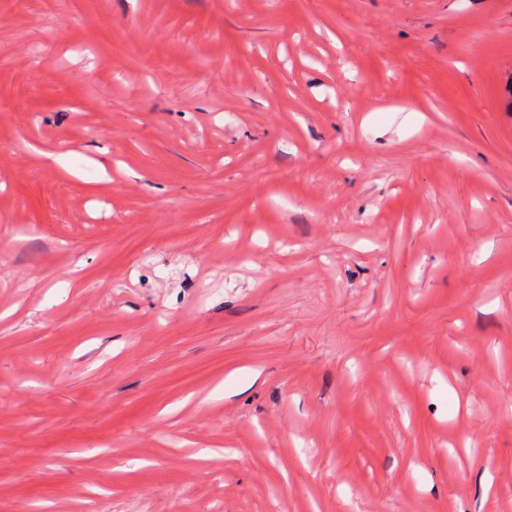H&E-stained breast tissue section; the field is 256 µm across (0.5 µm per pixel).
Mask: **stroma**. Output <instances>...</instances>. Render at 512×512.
Wrapping results in <instances>:
<instances>
[{
  "label": "stroma",
  "instance_id": "stroma-1",
  "mask_svg": "<svg viewBox=\"0 0 512 512\" xmlns=\"http://www.w3.org/2000/svg\"><path fill=\"white\" fill-rule=\"evenodd\" d=\"M512 512V0H0V512Z\"/></svg>",
  "mask_w": 512,
  "mask_h": 512
}]
</instances>
